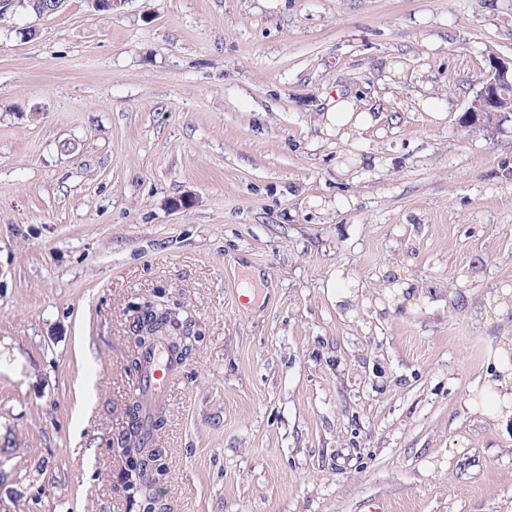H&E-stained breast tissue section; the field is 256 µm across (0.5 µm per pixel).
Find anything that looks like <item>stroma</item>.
I'll return each instance as SVG.
<instances>
[{
  "label": "stroma",
  "instance_id": "1",
  "mask_svg": "<svg viewBox=\"0 0 512 512\" xmlns=\"http://www.w3.org/2000/svg\"><path fill=\"white\" fill-rule=\"evenodd\" d=\"M492 55L512 0L0 22V512H141L122 442L149 298L196 340L156 440L165 512H512V418L471 409L512 349V123H463ZM338 93L379 116L354 148L317 123ZM359 158L380 165L356 181Z\"/></svg>",
  "mask_w": 512,
  "mask_h": 512
}]
</instances>
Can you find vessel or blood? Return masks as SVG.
<instances>
[{"label": "vessel or blood", "instance_id": "1", "mask_svg": "<svg viewBox=\"0 0 512 512\" xmlns=\"http://www.w3.org/2000/svg\"><path fill=\"white\" fill-rule=\"evenodd\" d=\"M178 366V360L164 346H157L143 354L136 395L142 404L140 427L145 436L153 434L154 418L167 400L171 376Z\"/></svg>", "mask_w": 512, "mask_h": 512}]
</instances>
